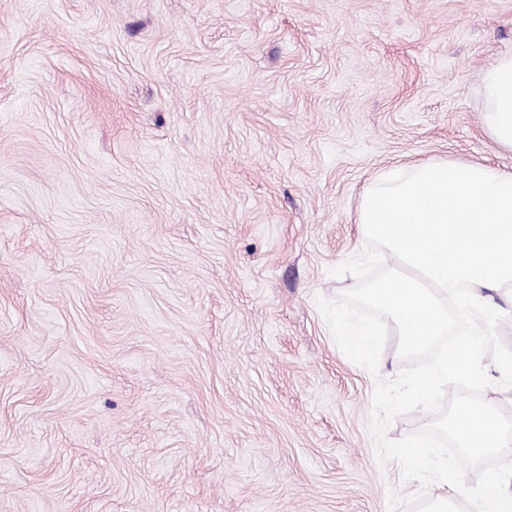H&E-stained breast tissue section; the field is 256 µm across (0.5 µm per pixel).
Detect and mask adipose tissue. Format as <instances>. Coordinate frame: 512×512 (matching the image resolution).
<instances>
[{"instance_id":"1","label":"adipose tissue","mask_w":512,"mask_h":512,"mask_svg":"<svg viewBox=\"0 0 512 512\" xmlns=\"http://www.w3.org/2000/svg\"><path fill=\"white\" fill-rule=\"evenodd\" d=\"M479 92L485 130L498 145L512 150V54L499 55L483 68Z\"/></svg>"}]
</instances>
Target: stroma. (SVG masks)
Segmentation results:
<instances>
[{
  "mask_svg": "<svg viewBox=\"0 0 512 512\" xmlns=\"http://www.w3.org/2000/svg\"><path fill=\"white\" fill-rule=\"evenodd\" d=\"M512 0H0V512H389L317 305L365 189L512 170ZM479 92L485 130L498 145L512 150V54L499 55L483 68Z\"/></svg>",
  "mask_w": 512,
  "mask_h": 512,
  "instance_id": "1",
  "label": "stroma"
}]
</instances>
